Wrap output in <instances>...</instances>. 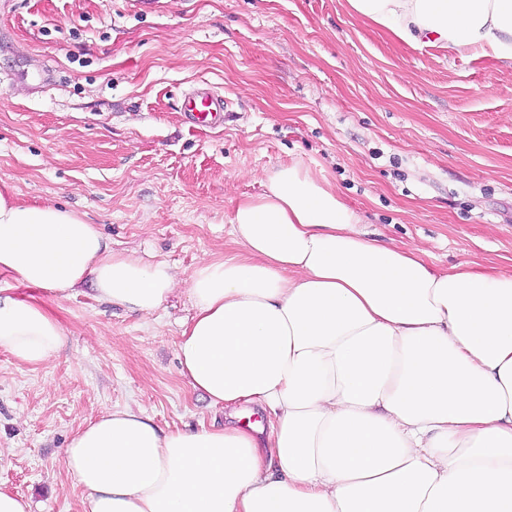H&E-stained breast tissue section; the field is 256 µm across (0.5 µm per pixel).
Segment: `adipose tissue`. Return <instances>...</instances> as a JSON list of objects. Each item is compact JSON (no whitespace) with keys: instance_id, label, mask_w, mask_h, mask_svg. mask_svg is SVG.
Here are the masks:
<instances>
[{"instance_id":"obj_1","label":"adipose tissue","mask_w":512,"mask_h":512,"mask_svg":"<svg viewBox=\"0 0 512 512\" xmlns=\"http://www.w3.org/2000/svg\"><path fill=\"white\" fill-rule=\"evenodd\" d=\"M348 5L408 44L512 61V0ZM263 186L229 219L235 251L183 281L182 372L224 427L102 414L63 450L82 512H512V275L369 237L300 164ZM0 272L59 300L89 282L140 313L182 283L80 214L1 190ZM64 343L34 298L0 296L1 351L42 365ZM245 404L267 424L242 422Z\"/></svg>"}]
</instances>
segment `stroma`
<instances>
[{"instance_id": "obj_1", "label": "stroma", "mask_w": 512, "mask_h": 512, "mask_svg": "<svg viewBox=\"0 0 512 512\" xmlns=\"http://www.w3.org/2000/svg\"><path fill=\"white\" fill-rule=\"evenodd\" d=\"M203 85L224 98L219 127L182 119ZM294 162L382 242L512 273V62L413 47L347 0H0L1 190L183 280L233 250L236 205ZM42 304L59 355L0 352V488L32 512H81L60 450L105 411L223 426L181 372L186 289L152 314L88 284Z\"/></svg>"}]
</instances>
